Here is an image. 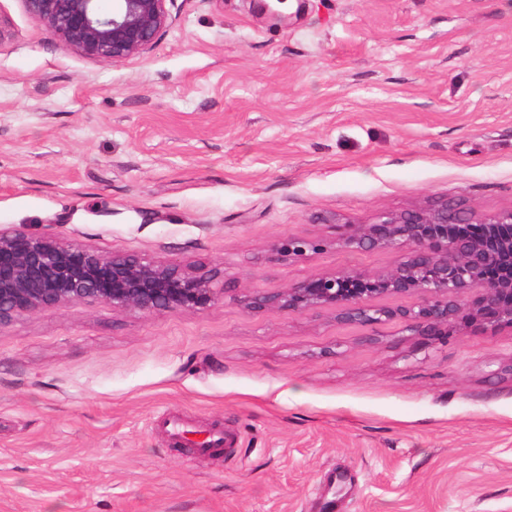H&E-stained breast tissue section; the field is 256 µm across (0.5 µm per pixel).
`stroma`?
Wrapping results in <instances>:
<instances>
[{"label": "stroma", "instance_id": "1", "mask_svg": "<svg viewBox=\"0 0 512 512\" xmlns=\"http://www.w3.org/2000/svg\"><path fill=\"white\" fill-rule=\"evenodd\" d=\"M112 64L0 0V231L217 273L223 301L0 326V512H512V328L240 298L399 253L347 222L512 207V0H170ZM313 241L284 258L285 238ZM230 435L200 452L163 417Z\"/></svg>", "mask_w": 512, "mask_h": 512}]
</instances>
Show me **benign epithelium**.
Returning a JSON list of instances; mask_svg holds the SVG:
<instances>
[{
    "label": "benign epithelium",
    "mask_w": 512,
    "mask_h": 512,
    "mask_svg": "<svg viewBox=\"0 0 512 512\" xmlns=\"http://www.w3.org/2000/svg\"><path fill=\"white\" fill-rule=\"evenodd\" d=\"M24 0L50 38L73 53L121 63L150 51L172 25L170 0ZM346 251L403 252L393 268L310 275L286 288L256 289L244 302L256 311H334L338 320L375 325L398 321L421 336H463L473 328L512 327V275L490 280L494 267L512 270V208L490 217L448 203L385 211L368 224H347ZM317 245L288 238L277 247L301 256ZM216 276L192 265L146 260L131 252H99L53 233L0 231V325L70 304L106 303L145 315L198 311L224 299ZM411 294L410 307L376 305L373 298Z\"/></svg>",
    "instance_id": "obj_1"
}]
</instances>
